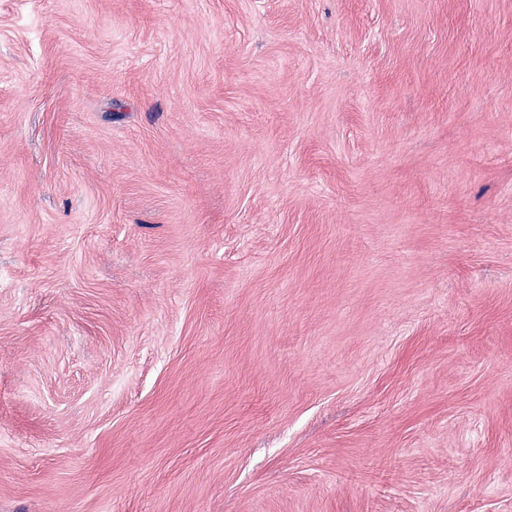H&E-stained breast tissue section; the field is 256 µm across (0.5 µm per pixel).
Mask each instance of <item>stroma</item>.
Here are the masks:
<instances>
[{
	"label": "stroma",
	"mask_w": 512,
	"mask_h": 512,
	"mask_svg": "<svg viewBox=\"0 0 512 512\" xmlns=\"http://www.w3.org/2000/svg\"><path fill=\"white\" fill-rule=\"evenodd\" d=\"M0 512H512V0H0Z\"/></svg>",
	"instance_id": "stroma-1"
}]
</instances>
